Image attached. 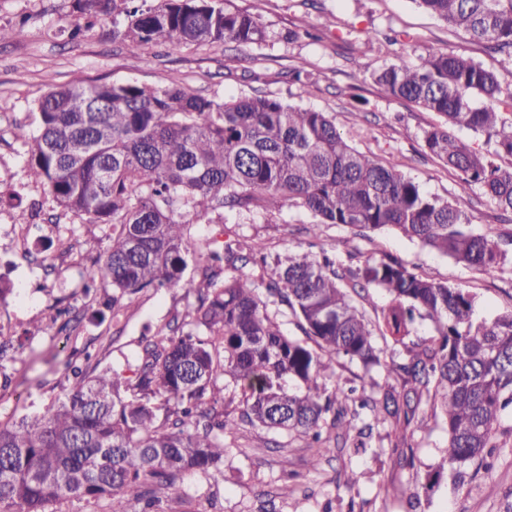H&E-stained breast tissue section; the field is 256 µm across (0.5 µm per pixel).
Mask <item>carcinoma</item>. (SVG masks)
I'll list each match as a JSON object with an SVG mask.
<instances>
[{
  "label": "carcinoma",
  "mask_w": 512,
  "mask_h": 512,
  "mask_svg": "<svg viewBox=\"0 0 512 512\" xmlns=\"http://www.w3.org/2000/svg\"><path fill=\"white\" fill-rule=\"evenodd\" d=\"M125 0H75L95 23L125 14L114 28L132 54L149 43L178 50L189 43L260 42L265 31L249 13L221 0H158L145 8ZM453 32L501 55L512 74V0H416ZM381 90L435 112L445 125L423 134L426 150L460 174L465 192L480 186L512 213V165L503 167L455 138L457 127L486 135L496 154L512 157V88L463 55L431 52L417 66L372 73ZM481 96L487 104L478 105ZM38 133L24 143L27 179L48 187L57 207L86 224L104 226L103 255L85 271L88 286L106 284L116 317L145 290L190 288L196 303L159 329L143 349L136 381L118 370H72L59 404L45 414L0 423V512H49L77 498L125 500L153 512L159 494L168 512H184L179 477L224 474V437L235 421L217 398L205 400L220 376L242 395L241 420L298 432L322 456L340 432L358 429L365 447L373 428L405 440L421 404L448 435L447 448L426 474L425 488L464 468H484L497 447L503 412L512 410V310L480 320L476 296L421 277L385 257L356 269L318 254H264L237 238L195 239L194 224H224V210L269 211L290 203L324 224L362 233L385 228L493 277L503 270L498 241L471 228L452 203L425 194L380 157L359 151L332 117L261 95L218 103L178 87L76 83L47 91L35 104ZM195 277L184 279L188 258ZM259 269L255 276L248 265ZM377 288L389 297L382 320L359 312L351 293ZM293 315L305 336H286L277 316ZM430 334L405 342L416 323ZM403 346L397 359L388 342ZM345 357L384 372L374 398L354 387L336 395L320 382L325 359ZM402 379V390L390 385Z\"/></svg>",
  "instance_id": "1"
}]
</instances>
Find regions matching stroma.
Masks as SVG:
<instances>
[{"instance_id": "obj_1", "label": "stroma", "mask_w": 512, "mask_h": 512, "mask_svg": "<svg viewBox=\"0 0 512 512\" xmlns=\"http://www.w3.org/2000/svg\"><path fill=\"white\" fill-rule=\"evenodd\" d=\"M228 8L250 13L266 31L263 41L189 44L171 51L149 44L139 54L127 52L112 35V19L104 17L78 39L69 32L82 18L74 0H0V25L24 23L19 41L0 42V194L19 191L33 203L32 250L42 251L54 269L20 255L11 227L18 209L0 203V286L9 288L0 301V325L13 337V347L0 357V421L41 415L66 393L70 382L64 362L97 353L100 365L133 373L143 346L173 314L193 304V292L139 293L118 317L94 318L112 296L111 289H83V269L106 245L101 226L59 214L53 197L23 173V142L37 128L35 102L50 86L76 82H131L149 87L177 86L221 102L238 96L265 95L331 113L337 129L362 152L382 157L428 195L456 204L480 233L512 240V215L500 211L480 186L460 193L457 171L427 154L425 130L441 117L414 103L387 97L373 82L374 70L418 64L429 50L465 55L499 71L503 85L512 74L500 72L498 54L489 52L420 8L416 0H228ZM317 28V39L303 30ZM300 81H293V71ZM58 223H45L48 214ZM312 216L303 208L279 212L225 211L230 232L265 252H310L331 249L343 265L353 258L389 254L424 277L474 293L477 316L493 319L512 310V263L494 277L423 248L392 229L356 235L337 225H322L318 236L308 232ZM83 314L80 328L67 334L53 325L58 308ZM376 373L342 358L329 361L323 383L327 391L357 386L375 395ZM216 394L225 413L238 419L225 440L224 475L211 479L188 473L179 481L187 512H512V414L505 415L498 447L488 459V473L462 488L444 481L417 510L400 494L421 488L429 465L437 462L447 434L429 407H420L425 424L407 443L413 467L398 464L385 427L373 433L372 451L355 452L357 435L333 456L313 464V448L302 435H287L240 421L241 394L227 379L217 381ZM355 475L352 490L342 486Z\"/></svg>"}]
</instances>
